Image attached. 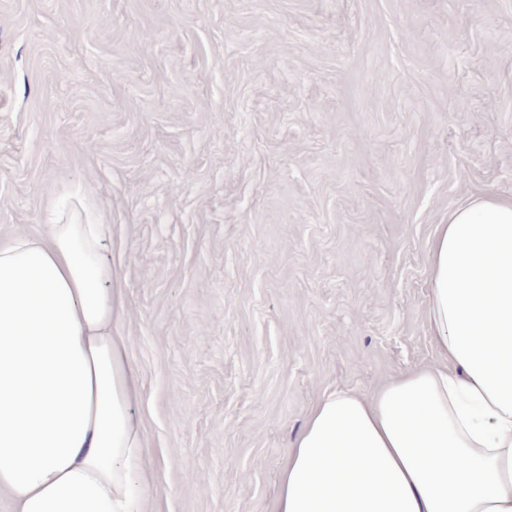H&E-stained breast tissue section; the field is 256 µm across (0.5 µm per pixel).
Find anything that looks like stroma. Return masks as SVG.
<instances>
[{"label": "stroma", "instance_id": "stroma-1", "mask_svg": "<svg viewBox=\"0 0 512 512\" xmlns=\"http://www.w3.org/2000/svg\"><path fill=\"white\" fill-rule=\"evenodd\" d=\"M74 190L146 512H273L325 391L434 360L436 225L512 196V0H0V238Z\"/></svg>", "mask_w": 512, "mask_h": 512}]
</instances>
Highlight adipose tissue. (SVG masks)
I'll use <instances>...</instances> for the list:
<instances>
[{
  "mask_svg": "<svg viewBox=\"0 0 512 512\" xmlns=\"http://www.w3.org/2000/svg\"><path fill=\"white\" fill-rule=\"evenodd\" d=\"M0 244V496L15 512H145L138 377L119 330L110 233L82 201ZM437 359L370 394L325 393L295 436L275 512H512V198L437 226Z\"/></svg>",
  "mask_w": 512,
  "mask_h": 512,
  "instance_id": "ef3b65f1",
  "label": "adipose tissue"
}]
</instances>
